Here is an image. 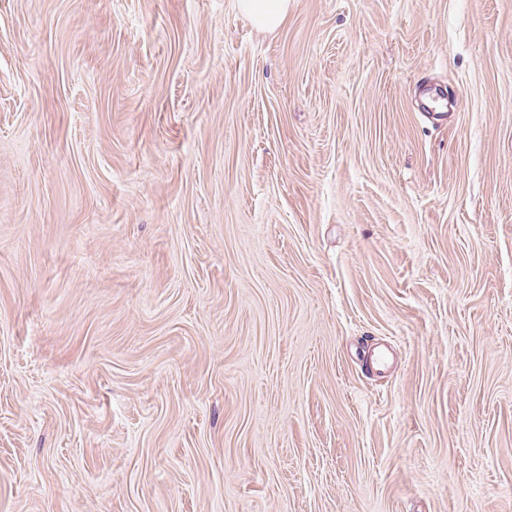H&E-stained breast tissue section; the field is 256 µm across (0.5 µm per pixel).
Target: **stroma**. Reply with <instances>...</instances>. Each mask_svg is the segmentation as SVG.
<instances>
[{
  "label": "stroma",
  "instance_id": "stroma-1",
  "mask_svg": "<svg viewBox=\"0 0 512 512\" xmlns=\"http://www.w3.org/2000/svg\"><path fill=\"white\" fill-rule=\"evenodd\" d=\"M0 512H512V0H0ZM239 11L261 30L271 31L288 17L289 0H237Z\"/></svg>",
  "mask_w": 512,
  "mask_h": 512
}]
</instances>
